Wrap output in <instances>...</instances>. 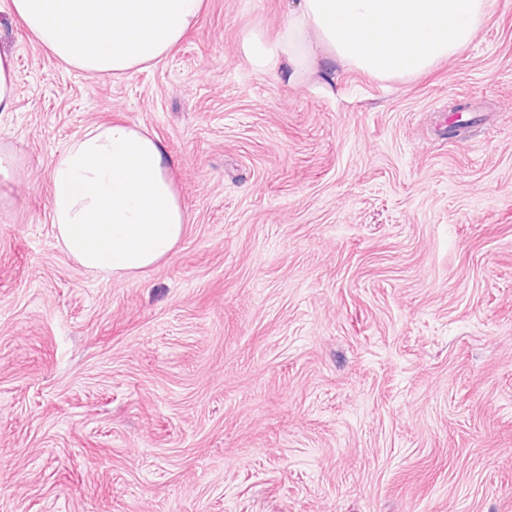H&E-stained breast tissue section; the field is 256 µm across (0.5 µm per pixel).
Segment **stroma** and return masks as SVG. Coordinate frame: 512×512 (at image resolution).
Returning <instances> with one entry per match:
<instances>
[{"label": "stroma", "instance_id": "stroma-1", "mask_svg": "<svg viewBox=\"0 0 512 512\" xmlns=\"http://www.w3.org/2000/svg\"><path fill=\"white\" fill-rule=\"evenodd\" d=\"M293 0H206L146 71L89 76L0 8V512H512V0L396 81L290 83L243 44ZM161 140L185 233L87 271L54 155ZM16 92V74L13 60L5 53L0 54V106L7 108L13 102Z\"/></svg>", "mask_w": 512, "mask_h": 512}]
</instances>
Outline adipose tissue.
I'll use <instances>...</instances> for the list:
<instances>
[{
    "mask_svg": "<svg viewBox=\"0 0 512 512\" xmlns=\"http://www.w3.org/2000/svg\"><path fill=\"white\" fill-rule=\"evenodd\" d=\"M490 0H296L276 39L245 43L253 67L295 81L348 66L384 80L465 49ZM204 0H8L56 59L90 75L148 69L193 30ZM159 138L123 121L87 127L54 156L50 218L82 267L120 280L164 261L185 215Z\"/></svg>",
    "mask_w": 512,
    "mask_h": 512,
    "instance_id": "ef3b65f1",
    "label": "adipose tissue"
}]
</instances>
